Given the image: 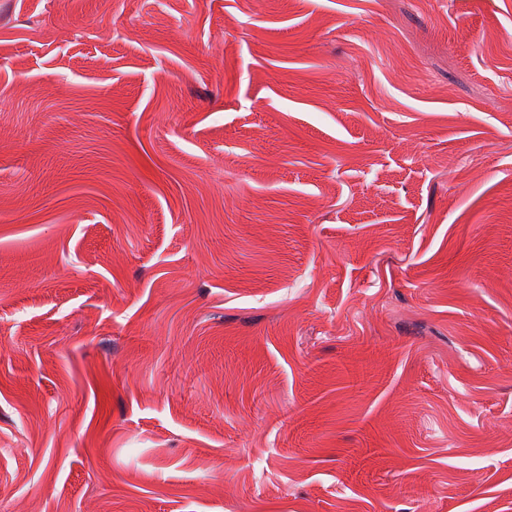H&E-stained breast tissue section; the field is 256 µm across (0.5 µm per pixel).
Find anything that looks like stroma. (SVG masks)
<instances>
[{"mask_svg": "<svg viewBox=\"0 0 512 512\" xmlns=\"http://www.w3.org/2000/svg\"><path fill=\"white\" fill-rule=\"evenodd\" d=\"M0 512H512V0H0Z\"/></svg>", "mask_w": 512, "mask_h": 512, "instance_id": "stroma-1", "label": "stroma"}]
</instances>
